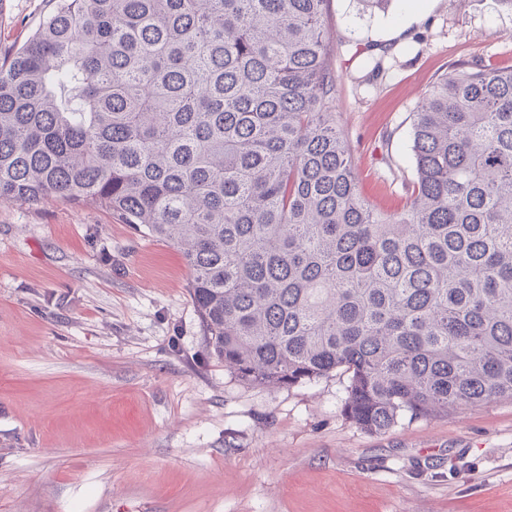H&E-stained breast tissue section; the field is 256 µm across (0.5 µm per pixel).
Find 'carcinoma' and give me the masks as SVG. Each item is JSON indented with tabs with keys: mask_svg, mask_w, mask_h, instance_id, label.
Wrapping results in <instances>:
<instances>
[{
	"mask_svg": "<svg viewBox=\"0 0 512 512\" xmlns=\"http://www.w3.org/2000/svg\"><path fill=\"white\" fill-rule=\"evenodd\" d=\"M326 0H52L0 63V203L102 207L180 248L248 385L350 373L368 432L512 398V69L420 98L410 205L360 194Z\"/></svg>",
	"mask_w": 512,
	"mask_h": 512,
	"instance_id": "obj_1",
	"label": "carcinoma"
}]
</instances>
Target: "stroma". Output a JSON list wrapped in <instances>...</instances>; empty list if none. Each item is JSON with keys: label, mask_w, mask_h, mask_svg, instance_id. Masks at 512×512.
<instances>
[{"label": "stroma", "mask_w": 512, "mask_h": 512, "mask_svg": "<svg viewBox=\"0 0 512 512\" xmlns=\"http://www.w3.org/2000/svg\"><path fill=\"white\" fill-rule=\"evenodd\" d=\"M51 9L0 0V60ZM335 118L362 195L397 213L418 96L512 67L502 0H327ZM181 251L106 209L0 204V512H512V399L343 413L349 376L249 386L209 356Z\"/></svg>", "instance_id": "35a3bbf8"}]
</instances>
